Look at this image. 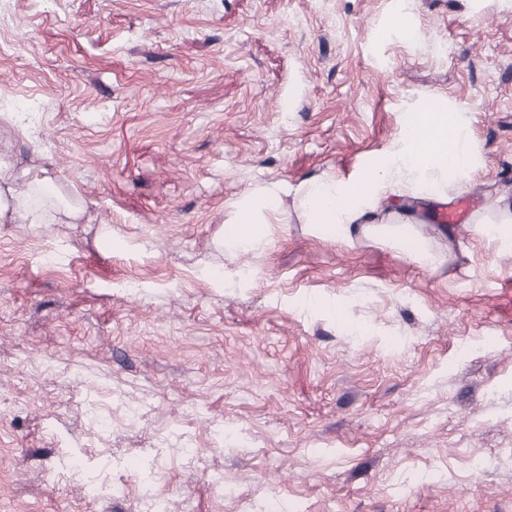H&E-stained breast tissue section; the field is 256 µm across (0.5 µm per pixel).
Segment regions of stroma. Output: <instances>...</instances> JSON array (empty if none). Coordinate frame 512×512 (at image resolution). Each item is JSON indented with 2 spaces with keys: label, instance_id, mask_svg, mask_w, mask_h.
Instances as JSON below:
<instances>
[{
  "label": "stroma",
  "instance_id": "obj_1",
  "mask_svg": "<svg viewBox=\"0 0 512 512\" xmlns=\"http://www.w3.org/2000/svg\"><path fill=\"white\" fill-rule=\"evenodd\" d=\"M432 94L478 223H307ZM0 157L80 209L0 223V512H512V0H0ZM278 194V187H269L237 206L233 224L241 225L236 230V240L247 243L261 231L262 224H270L269 217L276 213Z\"/></svg>",
  "mask_w": 512,
  "mask_h": 512
}]
</instances>
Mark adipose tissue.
<instances>
[{
  "label": "adipose tissue",
  "instance_id": "ef3b65f1",
  "mask_svg": "<svg viewBox=\"0 0 512 512\" xmlns=\"http://www.w3.org/2000/svg\"><path fill=\"white\" fill-rule=\"evenodd\" d=\"M415 117V125L425 131V138H418L415 133L405 135L398 149L379 164L372 176L356 182L331 180L300 186L308 223L331 231H346L367 215L397 177H409L423 187L445 179L459 184L467 181L474 166V146L468 128L435 95L429 96ZM44 185V178L35 174L29 176L26 184H19L17 175L1 166L0 222L45 223L46 209L30 195L31 188ZM278 194V188L269 187L238 205L235 221L239 242H249L268 223L276 212Z\"/></svg>",
  "mask_w": 512,
  "mask_h": 512
}]
</instances>
